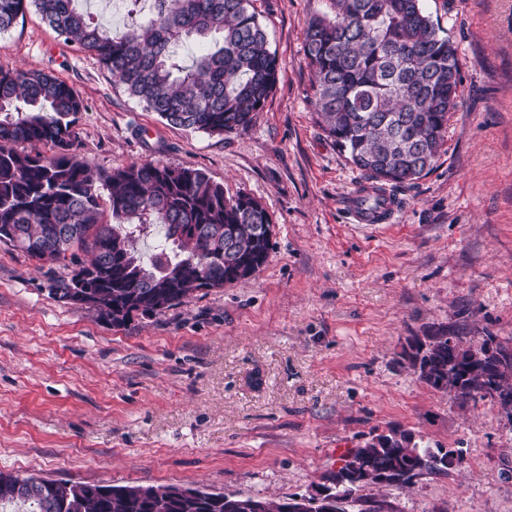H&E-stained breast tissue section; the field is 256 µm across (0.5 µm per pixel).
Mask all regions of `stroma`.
Returning a JSON list of instances; mask_svg holds the SVG:
<instances>
[{
    "instance_id": "35a3bbf8",
    "label": "stroma",
    "mask_w": 512,
    "mask_h": 512,
    "mask_svg": "<svg viewBox=\"0 0 512 512\" xmlns=\"http://www.w3.org/2000/svg\"><path fill=\"white\" fill-rule=\"evenodd\" d=\"M279 62L247 131L168 125L35 10L0 34V69L52 72L82 97L75 149L99 175L134 162L204 170L273 221L250 280L112 326L52 298L65 260L0 244V470L114 486L286 499L326 484L349 449L396 427L463 461L407 487L368 485L345 512H512V420L402 364L446 325L512 339V0H424L454 42L460 103L433 169L386 185L391 223L345 205L371 187L316 122L309 21L331 0H253ZM366 192H356L350 196L347 202V210L351 219L356 224H385L390 219V213L394 209L392 203L378 211L371 210L365 201ZM383 211L385 213L383 214Z\"/></svg>"
}]
</instances>
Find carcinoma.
I'll return each mask as SVG.
<instances>
[{"label":"carcinoma","mask_w":512,"mask_h":512,"mask_svg":"<svg viewBox=\"0 0 512 512\" xmlns=\"http://www.w3.org/2000/svg\"><path fill=\"white\" fill-rule=\"evenodd\" d=\"M76 0H0V33L33 6L65 41L96 55L116 83L173 126L209 134L252 127L278 80V62L252 0H128L122 32L94 22ZM333 17L312 19L305 51L312 95L327 135L376 183L430 172L458 106L457 48L423 0H331ZM196 41L191 64L175 48ZM85 105L77 91L42 70L0 69V239L51 263L81 251L88 259L55 281L53 298L90 305L112 325L161 313L212 285L248 279L266 262L272 219L246 194L228 196L202 170L134 162L96 176L74 153ZM47 146L51 154L22 151ZM108 195H103V191ZM110 211L112 221H104ZM156 234L143 262L137 242ZM496 353L479 358L487 342ZM403 364L437 390L462 400L486 391L512 410V345L488 332L464 343L446 326L410 336ZM462 457L421 447L404 430L376 434L349 450L333 477L345 502L364 485L405 486L445 473ZM182 486H112L20 477L0 471V508L19 512H290L288 501L238 497Z\"/></svg>","instance_id":"carcinoma-1"}]
</instances>
